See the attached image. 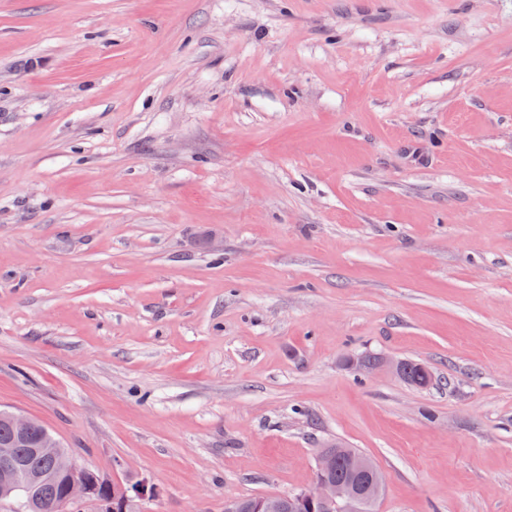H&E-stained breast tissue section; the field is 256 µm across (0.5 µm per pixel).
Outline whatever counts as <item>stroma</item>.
Returning <instances> with one entry per match:
<instances>
[{"mask_svg": "<svg viewBox=\"0 0 512 512\" xmlns=\"http://www.w3.org/2000/svg\"><path fill=\"white\" fill-rule=\"evenodd\" d=\"M0 408L131 512H512V0H0ZM336 447L344 446L336 443V445H328L327 448H320V450L334 457L335 464L333 468V457L330 455H324L323 453L317 456L316 464L317 468L322 471L329 470L322 475L332 480L325 478L319 479L315 481L311 487L295 493L293 498L297 500H304L308 503H316L323 507L327 512L370 511L365 510L364 508L366 505L372 506L380 496L381 486L384 482L383 475L371 461L358 460V465L368 473L369 477L360 488L356 487L350 481L360 484L364 478L348 457L339 455L338 460L336 456L338 448ZM282 507V512H324L321 507L315 504L312 506L305 505L295 500L290 502L288 505V496H285Z\"/></svg>", "mask_w": 512, "mask_h": 512, "instance_id": "stroma-1", "label": "stroma"}]
</instances>
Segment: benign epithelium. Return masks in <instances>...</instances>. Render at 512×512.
Segmentation results:
<instances>
[{"label": "benign epithelium", "instance_id": "benign-epithelium-1", "mask_svg": "<svg viewBox=\"0 0 512 512\" xmlns=\"http://www.w3.org/2000/svg\"><path fill=\"white\" fill-rule=\"evenodd\" d=\"M11 423L14 432L21 438L30 434L32 420L22 414L1 409ZM40 451H50L54 457L52 474L49 478H65L62 499L67 507L95 505V512H126L127 504L134 497L144 498L148 488L144 484H133L128 488L116 487L111 480L102 477L94 485L86 479L91 468L77 462L71 454L59 448L58 441L44 440L38 446ZM358 465L368 473L361 487L345 480L315 481L311 487L293 495L297 500L316 503L326 512H367L365 506L373 504L381 494L383 475L369 460H360ZM44 477L33 475L14 455L9 445L0 447V501H12L17 504V512H27L37 493V487Z\"/></svg>", "mask_w": 512, "mask_h": 512}]
</instances>
